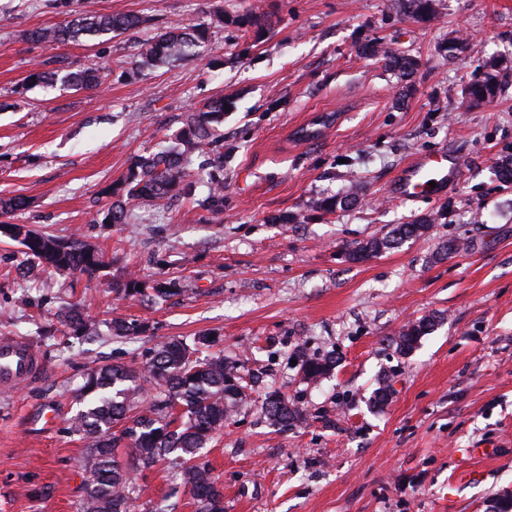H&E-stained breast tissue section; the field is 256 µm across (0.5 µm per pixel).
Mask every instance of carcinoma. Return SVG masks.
<instances>
[{"instance_id":"carcinoma-1","label":"carcinoma","mask_w":512,"mask_h":512,"mask_svg":"<svg viewBox=\"0 0 512 512\" xmlns=\"http://www.w3.org/2000/svg\"><path fill=\"white\" fill-rule=\"evenodd\" d=\"M411 15L419 22L436 19L435 0H404ZM139 16L129 13L85 14L67 23L39 28L28 33L33 42L64 45L83 38H112L138 28ZM208 38L201 25L183 29L168 26L144 43L140 56L147 63L185 60L195 56L196 48ZM368 56H383L390 67L402 76L414 74L416 62L404 54H392L378 44L362 47ZM63 81L70 86L96 88L101 85L98 70L86 68L59 76L55 69L39 65L30 71L28 81L34 85H52ZM500 88L498 75L467 85L463 103L490 102ZM224 100L218 99L205 110L191 112L176 144L148 156L135 158L125 176L109 186L103 194L111 199L106 220L124 224L127 219L125 200L154 201L169 195L195 199L197 185L208 181V194L196 199L198 206L218 215L224 211V142L215 134L222 123ZM356 197L330 196L317 200L316 209L333 213ZM23 237L14 238L32 260L55 271H70L94 277L105 266L104 255L78 239L62 240L28 225L19 224ZM429 229L425 220L399 224L386 235L387 248L406 240H416ZM141 289H136V286ZM112 290L125 297L164 298L174 292L170 282L146 287V282L131 273L112 284ZM65 324L77 333L96 331V324L84 320L79 307H71L63 316ZM439 315L423 316L407 324L395 341L401 355L411 354L422 337L432 333L442 322ZM205 336H196L193 344L183 340L163 342L141 366L111 364L89 369L76 389L83 409L69 421V430L88 441L84 463V484L88 497L82 512H131L136 493L134 473L151 469L164 462L181 479L198 506V512H224V493L210 471L193 463L213 434L224 427L231 414L249 403L235 362L217 354L199 361L192 359ZM331 356L300 354L304 379L316 383L331 369ZM263 411L274 423H286L302 416V410L282 395L267 396ZM127 426L116 437L114 425ZM128 441L131 463L123 464L116 455L118 442Z\"/></svg>"}]
</instances>
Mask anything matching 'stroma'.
I'll return each instance as SVG.
<instances>
[{"instance_id": "35a3bbf8", "label": "stroma", "mask_w": 512, "mask_h": 512, "mask_svg": "<svg viewBox=\"0 0 512 512\" xmlns=\"http://www.w3.org/2000/svg\"><path fill=\"white\" fill-rule=\"evenodd\" d=\"M421 23L397 0H0V199L8 215L101 249L94 278L30 269L0 236V337L22 336L44 362L28 386L0 393V512H79L86 440L70 434L72 391L88 368L141 364L169 340L207 334L256 385L252 404L201 452L224 512H491L512 491V0H437ZM131 13L142 27L109 41L36 44L30 31L76 14ZM262 15L265 32L243 31ZM202 24L187 60L142 65L140 42ZM465 50L448 56V39ZM378 42L417 59L406 78L361 55ZM105 66L93 90L31 85L34 63ZM500 71L493 103L463 106L465 86ZM224 98V211L194 200L130 202L106 224L100 192L135 157L170 145L186 113ZM445 152L464 171L437 197L400 200L415 156ZM354 204L319 215L314 200ZM434 217L429 233L363 262L348 250L394 225ZM464 242L443 253L448 241ZM137 273L175 282L157 302L113 282ZM99 325L84 339L60 326L69 306ZM444 321L408 356L400 328ZM146 330L120 338L112 323ZM331 355L319 384L293 360ZM392 387L370 408L379 377ZM279 391L304 419L275 426L261 403ZM133 512H197L164 467L140 472Z\"/></svg>"}]
</instances>
